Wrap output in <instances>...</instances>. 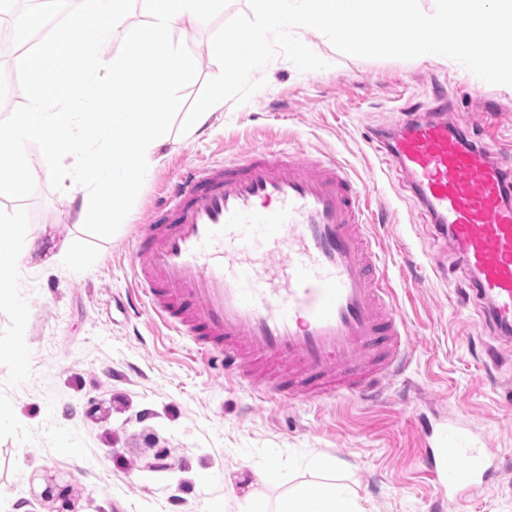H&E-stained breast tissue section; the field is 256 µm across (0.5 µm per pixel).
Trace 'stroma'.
Segmentation results:
<instances>
[{
	"instance_id": "stroma-1",
	"label": "stroma",
	"mask_w": 512,
	"mask_h": 512,
	"mask_svg": "<svg viewBox=\"0 0 512 512\" xmlns=\"http://www.w3.org/2000/svg\"><path fill=\"white\" fill-rule=\"evenodd\" d=\"M217 22L174 32L198 59L182 91L192 104L218 73ZM300 39L329 66L301 72L276 57L267 84L244 104L228 100L204 133L172 145L111 237L87 234L65 193L51 188L37 146L27 154L36 189L0 197V214L33 231L58 225L76 238L72 265L21 259L0 271L25 307L0 308V341L24 336L26 364L0 362V512H49L34 497L35 475L68 480L78 512H274L287 493L335 483L367 512H512V341L497 337L480 305L464 301L471 274L437 234L378 132L448 100L452 122L485 141L512 142V90L486 83L455 61L365 59L336 50L321 33ZM26 49L0 41V120L22 106L17 66ZM289 149L336 160L371 196L370 234L395 286L406 322L404 372L370 400L321 404L262 396L216 363L196 358L187 337L133 307L131 257L171 183L189 169L248 150ZM442 413L475 427L498 456V473L462 496L441 491L423 469V415ZM167 448L171 469L152 471L144 433ZM332 462L329 471L315 467Z\"/></svg>"
}]
</instances>
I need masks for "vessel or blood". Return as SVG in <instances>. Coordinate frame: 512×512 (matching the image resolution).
Instances as JSON below:
<instances>
[{"instance_id":"obj_1","label":"vessel or blood","mask_w":512,"mask_h":512,"mask_svg":"<svg viewBox=\"0 0 512 512\" xmlns=\"http://www.w3.org/2000/svg\"><path fill=\"white\" fill-rule=\"evenodd\" d=\"M445 106L409 123L394 158L452 242L475 299L512 326V167L468 147ZM370 200L334 161L250 151L193 169L141 225L139 304L226 375L286 400L372 398L406 347L391 280L366 232ZM421 461L462 494L491 475L484 438L428 421Z\"/></svg>"}]
</instances>
